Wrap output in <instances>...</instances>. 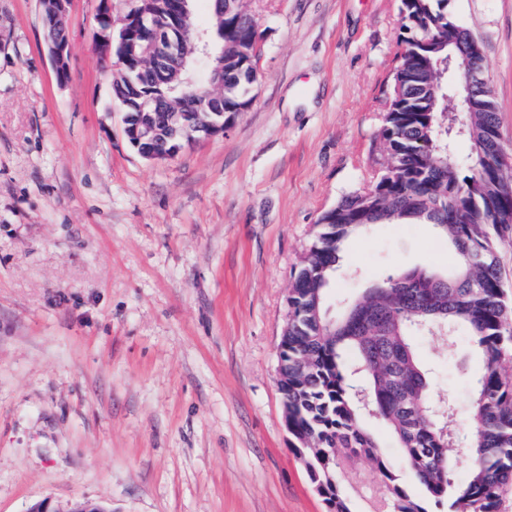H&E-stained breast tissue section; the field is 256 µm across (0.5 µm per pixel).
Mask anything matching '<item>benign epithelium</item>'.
<instances>
[{"mask_svg": "<svg viewBox=\"0 0 512 512\" xmlns=\"http://www.w3.org/2000/svg\"><path fill=\"white\" fill-rule=\"evenodd\" d=\"M71 0H39L43 18L50 25L65 27L68 22V7ZM192 0H156L159 11L148 9L151 0H131L129 10L121 17L112 15V0H101L98 9L103 24L98 26L94 50L109 69L117 71L115 82L121 79L132 81L130 58L140 61L139 82L149 90L152 74L156 71L170 73L171 81L182 85L191 83L188 58L196 53L211 60L208 81L215 88L224 87V53H212L209 37L197 31L191 9ZM187 32L191 42L175 41L161 37L154 31ZM54 65L56 80L64 85L62 75L69 71V46L63 40L47 44ZM483 51L478 41H472L458 50V57L449 59L448 73L463 84L464 105H470L475 93L493 95L488 83L481 77ZM153 104L149 112H132L124 117V134L127 142L139 155L149 161H167L179 155L181 146L177 135L192 138L198 132L211 138L224 135L239 116L237 112L224 111V104L214 105L209 100L186 94L181 100L149 95ZM352 454L330 453L326 460L328 480L336 483V473L342 470L343 462L354 460Z\"/></svg>", "mask_w": 512, "mask_h": 512, "instance_id": "7a95c632", "label": "benign epithelium"}]
</instances>
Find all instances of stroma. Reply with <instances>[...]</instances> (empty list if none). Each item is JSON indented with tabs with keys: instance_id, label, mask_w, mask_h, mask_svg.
Instances as JSON below:
<instances>
[{
	"instance_id": "obj_1",
	"label": "stroma",
	"mask_w": 512,
	"mask_h": 512,
	"mask_svg": "<svg viewBox=\"0 0 512 512\" xmlns=\"http://www.w3.org/2000/svg\"><path fill=\"white\" fill-rule=\"evenodd\" d=\"M261 35L235 127L168 162L123 134L71 0L58 85L39 0H0V512H327L289 446L279 386L288 295L321 215L366 191L403 50L400 0H242ZM475 34L512 145V0H448ZM327 309L395 270L455 267L430 224L364 226ZM458 417L479 368L464 333L419 336ZM352 512H389L347 467Z\"/></svg>"
}]
</instances>
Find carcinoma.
I'll list each match as a JSON object with an SVG mask.
<instances>
[{
    "label": "carcinoma",
    "mask_w": 512,
    "mask_h": 512,
    "mask_svg": "<svg viewBox=\"0 0 512 512\" xmlns=\"http://www.w3.org/2000/svg\"><path fill=\"white\" fill-rule=\"evenodd\" d=\"M399 40L404 45L381 129L391 176L326 211L318 249L299 269L297 322L288 326L280 383L288 425L320 448L310 469L321 470L323 451L352 452L375 470L392 512H505L512 488V300L502 288L497 248L512 230V168L497 159L502 144L495 101L471 100L456 122L448 113L453 90L439 77L455 50L435 40L440 29L468 35L448 13V0H401ZM259 40L254 20L236 6L224 27L212 28L224 50V111L245 106L255 81L247 52ZM470 144L464 164L448 161L457 141ZM432 224L456 259L445 281L414 269L390 274L367 289L338 319L325 318V295L311 284L319 271L339 267L344 241L363 224ZM463 328L480 368L471 378L466 434L451 403L435 406L431 371L418 359L416 336L454 335ZM384 424L422 495H410L391 469L366 418ZM468 480L456 485L454 471ZM330 512H350L332 486Z\"/></svg>",
    "instance_id": "cac0c4a2"
}]
</instances>
